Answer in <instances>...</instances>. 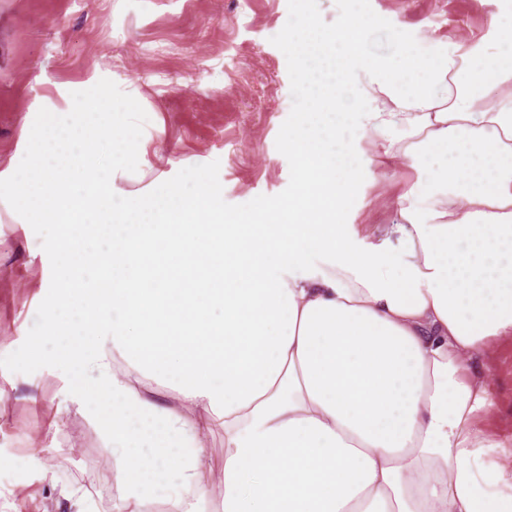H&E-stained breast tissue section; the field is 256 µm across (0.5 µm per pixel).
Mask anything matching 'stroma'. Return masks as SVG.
I'll return each mask as SVG.
<instances>
[{
    "label": "stroma",
    "mask_w": 512,
    "mask_h": 512,
    "mask_svg": "<svg viewBox=\"0 0 512 512\" xmlns=\"http://www.w3.org/2000/svg\"><path fill=\"white\" fill-rule=\"evenodd\" d=\"M309 10L325 30L367 18L368 51L389 57L407 40L427 54L488 30L479 0H310ZM296 12V0H0V162L17 153L26 113L63 108L59 90L79 94L93 78L111 88V111L140 113L148 130L163 124L157 170L214 186L225 213L286 196L294 172L284 141L306 96L285 47ZM353 162L366 173L347 223H392L393 202L420 171L401 164L386 176L361 153ZM52 278L0 208V512H70L68 490L90 480L88 512H112V460L90 415L52 424L64 365L21 357ZM470 368L497 382L500 410L486 428L512 436V340Z\"/></svg>",
    "instance_id": "35a3bbf8"
}]
</instances>
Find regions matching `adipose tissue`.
Listing matches in <instances>:
<instances>
[{
    "label": "adipose tissue",
    "mask_w": 512,
    "mask_h": 512,
    "mask_svg": "<svg viewBox=\"0 0 512 512\" xmlns=\"http://www.w3.org/2000/svg\"><path fill=\"white\" fill-rule=\"evenodd\" d=\"M481 2L483 40L392 58L298 0L295 185L245 214L151 177V133L98 82L26 118L0 205L55 279L25 357L67 364L54 421L91 411L114 512H512V443L478 427L496 382L469 369L512 339V16ZM354 122L370 165L428 173L372 229L343 220Z\"/></svg>",
    "instance_id": "adipose-tissue-1"
}]
</instances>
